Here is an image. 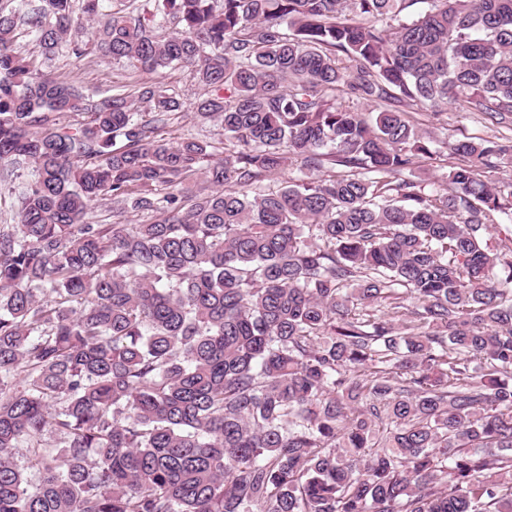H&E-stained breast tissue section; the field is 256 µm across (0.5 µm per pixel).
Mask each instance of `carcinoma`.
<instances>
[{
  "instance_id": "1",
  "label": "carcinoma",
  "mask_w": 512,
  "mask_h": 512,
  "mask_svg": "<svg viewBox=\"0 0 512 512\" xmlns=\"http://www.w3.org/2000/svg\"><path fill=\"white\" fill-rule=\"evenodd\" d=\"M405 2L0 0V512H512V140L444 142L427 195L408 119L512 126V0ZM86 21L150 79L47 71ZM174 71L231 152L161 136ZM458 160L452 156L447 155V151L445 149H440V153L437 154L436 160H431L429 165H427V173L423 171H417V175L419 176V180H423V185L425 186V193H429L434 186L432 182L434 181V177L441 175L443 172H446L450 166L456 164Z\"/></svg>"
}]
</instances>
